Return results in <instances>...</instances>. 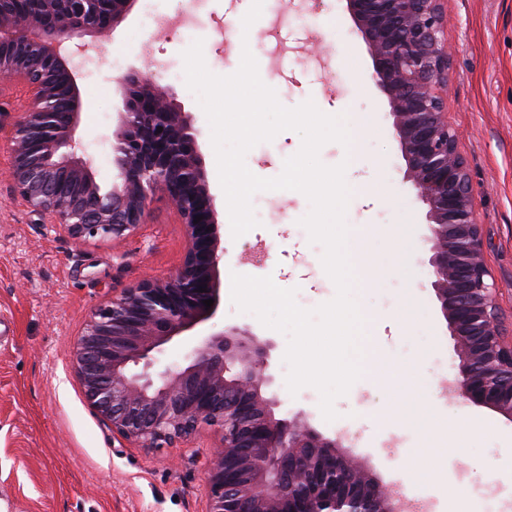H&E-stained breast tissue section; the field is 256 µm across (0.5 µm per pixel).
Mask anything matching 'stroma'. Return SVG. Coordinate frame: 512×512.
<instances>
[{"label":"stroma","mask_w":512,"mask_h":512,"mask_svg":"<svg viewBox=\"0 0 512 512\" xmlns=\"http://www.w3.org/2000/svg\"><path fill=\"white\" fill-rule=\"evenodd\" d=\"M252 0H135L130 14L107 37L88 38L90 62L81 79L83 101L76 137L96 181L110 189L118 180L107 137L119 123V80L133 70L148 71L156 86L190 115L210 191L218 209L224 247L220 263L221 301L215 316L173 337L153 353L154 372L185 367L209 334L247 330L271 342L270 384L276 418L305 413L320 434L347 431L359 457L389 489L422 442L418 430L393 428L384 420L388 394L370 367L384 357L397 372L416 373L418 397L436 395L448 414L468 426L448 438V469L442 482L408 488L409 502L424 499L440 512L459 485H467L484 512H512V421L476 406L444 381L458 363L454 340L437 298L429 264L432 243L427 207L406 178V163L393 129L386 94L372 79L368 46L357 30L346 0H264L249 47L261 80L288 108L313 101L329 115L343 114L350 146L325 144L320 161L346 163L351 190L346 222L368 234L382 276L357 277L355 300L363 307L362 377L334 402L337 419L326 421L320 395L311 387L290 393L283 356L287 338L264 327L230 301L231 276H272L295 289L297 304L313 309L332 300L336 287L322 266V245L310 242L300 226L310 204L297 191H268L252 198L259 227L233 237L221 188L207 117L182 77V53L202 40L207 68L236 72L242 50L234 26ZM444 37L453 47L448 85V125L457 135L473 187V207L482 228L484 256L496 288L503 320L512 319V0H443ZM191 12L188 28L148 27L149 13ZM300 136L280 132L245 157L262 178L281 174L286 158L298 152ZM11 145L0 140V512H207L204 471L217 435L199 429L189 440L162 448L131 445L84 400L73 363V347L85 321L113 295L142 282L168 278L180 268L187 240L172 203L158 196L148 202L143 224L129 238L112 243H79L47 216L38 214L14 191ZM389 194L364 203L375 183ZM408 225L406 240L390 227ZM255 243L268 258L262 266L241 255ZM403 263H395L396 252ZM417 304L407 326L395 336L381 333L396 316L407 288Z\"/></svg>","instance_id":"1"}]
</instances>
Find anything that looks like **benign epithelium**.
<instances>
[{
    "label": "benign epithelium",
    "instance_id": "obj_1",
    "mask_svg": "<svg viewBox=\"0 0 512 512\" xmlns=\"http://www.w3.org/2000/svg\"><path fill=\"white\" fill-rule=\"evenodd\" d=\"M134 2L29 0L20 11L15 0H0V86L29 93L20 117L0 118L12 142L15 191L77 242L133 235L148 199L162 192L187 238L175 276L126 290L85 324L74 348L84 398L141 447L169 445L201 427L218 433L204 472L208 512H402L401 490L382 491L357 457L340 451L347 435L327 438L303 413L275 418V400L261 391L269 343L216 332L186 367L157 380L150 372L153 351L215 315L224 248L190 118L149 75L120 81L112 132L120 182L102 190L77 156L84 38L112 31ZM439 2L347 0V8L369 47L372 79L389 98L407 178L428 207L434 288L458 358L450 389L512 421V328L488 283L469 173L445 118L452 50Z\"/></svg>",
    "mask_w": 512,
    "mask_h": 512
}]
</instances>
